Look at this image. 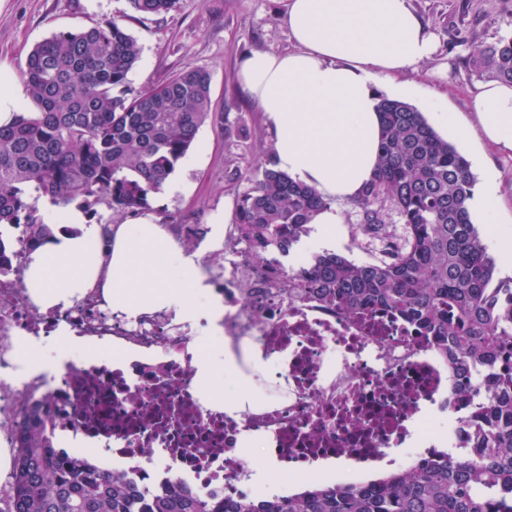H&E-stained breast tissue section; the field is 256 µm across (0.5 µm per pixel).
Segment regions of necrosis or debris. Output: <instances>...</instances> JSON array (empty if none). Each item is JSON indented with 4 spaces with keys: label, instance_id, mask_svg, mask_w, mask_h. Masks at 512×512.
Here are the masks:
<instances>
[{
    "label": "necrosis or debris",
    "instance_id": "4bbe7bcc",
    "mask_svg": "<svg viewBox=\"0 0 512 512\" xmlns=\"http://www.w3.org/2000/svg\"><path fill=\"white\" fill-rule=\"evenodd\" d=\"M183 232L221 306L219 316L204 310L193 324L164 309L112 310L97 288L71 306L40 310L24 286L29 228L14 226L13 268L0 275L1 444L13 447L16 427L37 403L57 423V447L86 438L92 454L128 459L141 484L173 471L176 485L206 498L248 493L250 472L235 452L245 433L287 460L292 479L320 459L344 460L335 479L345 486L363 483L361 464L383 457L396 470L425 462L446 417L456 447L467 451L478 426L467 402L455 399L432 339L389 311L347 317L288 294L287 258L260 266L229 248L219 259L203 252L194 225ZM200 329L216 331L236 353L257 350L269 360L272 380L243 409L197 397L192 338ZM63 332L91 353L57 374L24 367L29 346ZM116 353L124 368L113 367Z\"/></svg>",
    "mask_w": 512,
    "mask_h": 512
}]
</instances>
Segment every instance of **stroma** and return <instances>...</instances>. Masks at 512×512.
Instances as JSON below:
<instances>
[{"label":"stroma","instance_id":"1","mask_svg":"<svg viewBox=\"0 0 512 512\" xmlns=\"http://www.w3.org/2000/svg\"><path fill=\"white\" fill-rule=\"evenodd\" d=\"M439 38L436 58L401 74L402 82L417 86L411 98L422 107L427 95L443 97L457 117L445 138L470 162L476 179L485 169L498 173L497 221L479 230L501 276L512 277V262L503 251L512 245V153L486 145L469 108V91L477 79L468 60L481 46L512 34V0H412ZM282 0H180L164 16L132 11L128 0H0V72L21 79L28 53L52 35L94 26L113 19L124 26L141 48L129 76L140 92L157 86L189 67L209 72L212 116L200 128L189 152L190 164H179L169 189L151 203L157 224H204L222 212L233 216L239 194L250 189L246 170L264 165L272 134L263 115L241 91L237 67L248 52L288 51L293 47L281 16ZM342 223L323 234L313 225L296 252L310 255L331 249L349 258L374 261L382 240L363 234L362 211L355 202L337 203ZM213 248L224 246L222 232L211 230Z\"/></svg>","mask_w":512,"mask_h":512}]
</instances>
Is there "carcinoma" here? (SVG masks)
Returning <instances> with one entry per match:
<instances>
[{
  "mask_svg": "<svg viewBox=\"0 0 512 512\" xmlns=\"http://www.w3.org/2000/svg\"><path fill=\"white\" fill-rule=\"evenodd\" d=\"M142 15L167 14L179 0H129ZM140 58L115 20L55 34L28 54L23 75L36 112L0 126V227L26 224L35 250L54 234L40 206L101 203L114 213L148 209L210 118V76L187 68L135 93ZM479 79L512 83V36L475 51ZM378 169L357 199L362 231L386 233L397 211L403 242L384 258L357 261L324 249L288 271V292L344 314L382 306L432 337L448 358L455 394L474 400L484 421L475 459L443 452L424 465L363 487L317 485L271 498L209 500L192 489H147L102 468L93 456L53 444L49 418L33 412L20 428L7 512H512V278L471 219L476 179L469 161L414 106L386 96ZM239 196L238 242L262 264L287 256L327 206L313 187L278 170L273 158Z\"/></svg>",
  "mask_w": 512,
  "mask_h": 512,
  "instance_id": "1",
  "label": "carcinoma"
}]
</instances>
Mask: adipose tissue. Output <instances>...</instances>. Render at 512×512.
<instances>
[{"instance_id":"1","label":"adipose tissue","mask_w":512,"mask_h":512,"mask_svg":"<svg viewBox=\"0 0 512 512\" xmlns=\"http://www.w3.org/2000/svg\"><path fill=\"white\" fill-rule=\"evenodd\" d=\"M283 19L294 50L247 54L238 80L273 135L277 169L327 200L315 218L326 227L340 221L336 201L357 199L376 172L379 85L431 59L438 42L410 0H285ZM470 106L484 140L512 152V85L477 83ZM47 215L70 230L29 258L24 286L42 309L71 305L98 287L112 309H168L190 320L188 291L211 295L198 254L175 245L153 217L119 225L101 257L92 252L98 229L80 210ZM184 274L191 277L186 289L176 284ZM198 342L196 390L217 405L224 400L219 373L238 374L239 365L207 337Z\"/></svg>"}]
</instances>
